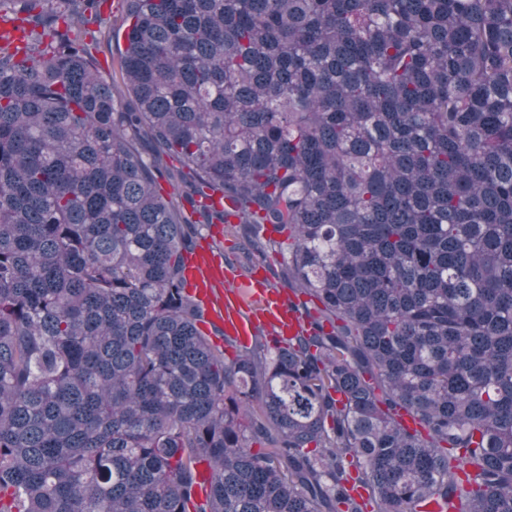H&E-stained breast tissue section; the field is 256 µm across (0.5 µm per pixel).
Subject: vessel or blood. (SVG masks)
I'll use <instances>...</instances> for the list:
<instances>
[{"mask_svg": "<svg viewBox=\"0 0 512 512\" xmlns=\"http://www.w3.org/2000/svg\"><path fill=\"white\" fill-rule=\"evenodd\" d=\"M185 277L190 294L227 341L244 345L263 330L286 340L302 329L303 315L290 309L287 289L274 283L265 264L242 272L212 240L188 256Z\"/></svg>", "mask_w": 512, "mask_h": 512, "instance_id": "obj_1", "label": "vessel or blood"}]
</instances>
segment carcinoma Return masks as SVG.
<instances>
[{
  "mask_svg": "<svg viewBox=\"0 0 512 512\" xmlns=\"http://www.w3.org/2000/svg\"><path fill=\"white\" fill-rule=\"evenodd\" d=\"M128 2L0 0V512H512V0ZM233 218L320 307L229 357ZM122 0H107L104 12L102 13V28L95 35L98 43L95 48V55L100 63L99 72L107 83L113 79L120 82L117 73V60L121 50L125 46V32L121 24V14L114 11L113 4Z\"/></svg>",
  "mask_w": 512,
  "mask_h": 512,
  "instance_id": "cac0c4a2",
  "label": "carcinoma"
}]
</instances>
